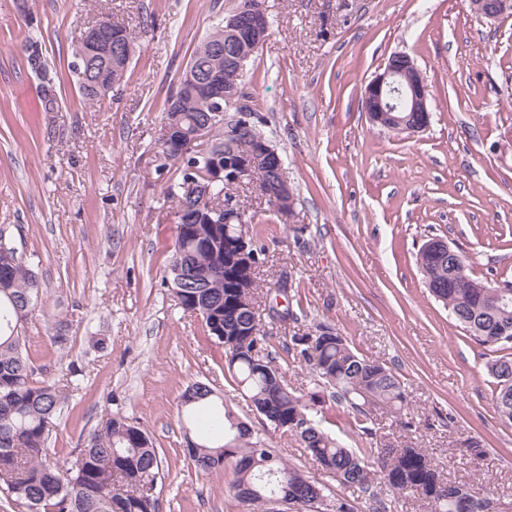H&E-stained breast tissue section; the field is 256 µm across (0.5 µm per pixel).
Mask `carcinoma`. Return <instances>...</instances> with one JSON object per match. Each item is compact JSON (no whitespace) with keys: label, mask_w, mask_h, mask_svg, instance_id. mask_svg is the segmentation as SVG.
Wrapping results in <instances>:
<instances>
[{"label":"carcinoma","mask_w":512,"mask_h":512,"mask_svg":"<svg viewBox=\"0 0 512 512\" xmlns=\"http://www.w3.org/2000/svg\"><path fill=\"white\" fill-rule=\"evenodd\" d=\"M106 36L121 33L134 41L127 27L110 18L96 22ZM224 39V18L212 23L189 63L200 74L221 73L226 86L241 84L242 73L226 63L232 53L215 50ZM79 88L88 101L97 100L93 82L112 81V61L91 58ZM210 112L206 100L184 81L167 99L165 123L159 139L163 157L179 172L180 180L165 188L174 203L176 234L168 272L178 260L193 266L201 276L178 289L180 308L204 322L205 335L224 346V365L236 389L248 398L261 421L290 435L322 469L334 474L354 499L376 503L374 512H389L378 497L376 484L384 482L393 493L412 495L427 512H483V498L465 483H450L441 477L437 464L420 448L384 442L375 448H349L324 430L313 411L324 396L304 392L288 384L279 364L272 333L256 323L252 310L254 289L249 276L231 266L233 245L238 242L236 224L215 226L192 209L182 181L184 167L177 157L185 133L206 122ZM212 159L233 157L227 144L267 141L251 112L228 127L210 125ZM261 190L271 196L280 185L275 165L255 173ZM7 228L0 226V484L14 501L29 512H155L149 486L162 469V457L150 437L120 415H114L84 440L71 464L48 460L49 436L66 395L54 385L34 380L21 326L35 310L41 284L35 274L3 244ZM425 287L446 308L470 338L482 346L512 348V288L472 275L465 255L453 259L432 255L421 248L416 255ZM283 352L311 367L317 381L330 390V397L348 405L358 429L371 438L368 426L372 408L387 410L404 431L414 421L404 416L408 405L401 378L387 365L354 351L335 329L318 324L315 329L290 336ZM496 380L495 413L512 423V356L505 354L487 363ZM189 424L207 431L187 444L185 456L203 473L231 469L229 490L257 512H269V501L277 492L276 474L288 475L297 499L296 512H315L326 500L324 487L288 461L278 451L259 445L249 426L215 397L184 405ZM458 451L472 460L485 456L476 437L459 443Z\"/></svg>","instance_id":"obj_1"}]
</instances>
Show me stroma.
<instances>
[{
  "label": "stroma",
  "instance_id": "obj_1",
  "mask_svg": "<svg viewBox=\"0 0 512 512\" xmlns=\"http://www.w3.org/2000/svg\"><path fill=\"white\" fill-rule=\"evenodd\" d=\"M239 4L0 0V225L42 290L23 333L36 380L84 375L56 419L51 457L124 416L163 458L157 512H252L230 492V470L201 473L183 453L180 396L196 381L328 500L350 495L262 425L225 379L223 347L162 283L175 238L164 190L179 178L160 165L164 107L214 17ZM263 6L271 34L242 82L295 194L288 216L257 183L239 189L267 253L256 301L296 315L269 330L282 342L322 323L387 364L416 422L405 444L427 450L448 481L491 494L495 512H512V424L494 411L486 368L497 351L449 318L416 265L437 236L468 256L474 276L512 280V16L487 22L469 0ZM106 16L130 28L137 52L124 82L90 105L74 48ZM397 52L416 60L431 93V126L415 136L373 126L362 107L364 86ZM317 417L350 447H369L346 404L326 400ZM470 436L485 445L481 460L456 449Z\"/></svg>",
  "mask_w": 512,
  "mask_h": 512
}]
</instances>
